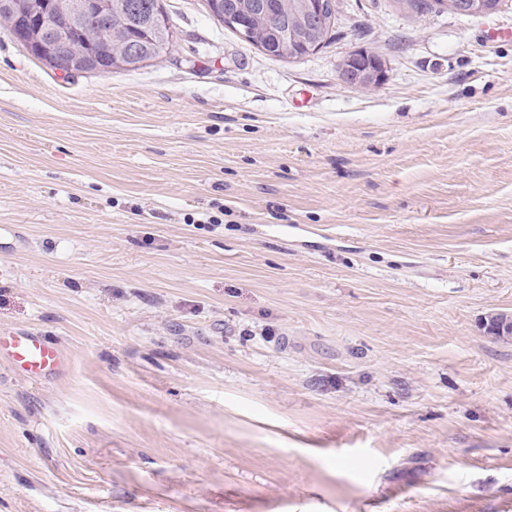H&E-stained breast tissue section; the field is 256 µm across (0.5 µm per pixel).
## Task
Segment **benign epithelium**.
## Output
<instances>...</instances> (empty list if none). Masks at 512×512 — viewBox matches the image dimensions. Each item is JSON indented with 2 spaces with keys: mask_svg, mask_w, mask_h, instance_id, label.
Masks as SVG:
<instances>
[{
  "mask_svg": "<svg viewBox=\"0 0 512 512\" xmlns=\"http://www.w3.org/2000/svg\"><path fill=\"white\" fill-rule=\"evenodd\" d=\"M113 0H0V24L10 28L15 34V41L29 55L47 59L56 58L57 53L69 47L67 29L50 24L26 26L21 18L41 19L47 9L61 13L70 26H78L84 19L93 15L99 19L101 26L86 33L83 50L72 56L68 73L102 72L95 67L96 54L111 58L112 70L122 66L123 34L118 27L112 26ZM210 11L224 25L236 27L245 39L250 37V30L232 6L223 0H208ZM453 11L467 15H486L497 8L495 0H452ZM386 74L383 61L364 52L349 59L342 66V82L350 86L370 88L380 85Z\"/></svg>",
  "mask_w": 512,
  "mask_h": 512,
  "instance_id": "1",
  "label": "benign epithelium"
}]
</instances>
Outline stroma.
Wrapping results in <instances>:
<instances>
[{"mask_svg":"<svg viewBox=\"0 0 512 512\" xmlns=\"http://www.w3.org/2000/svg\"><path fill=\"white\" fill-rule=\"evenodd\" d=\"M162 4L134 71L0 28V333L63 353L0 362V512H512V0L294 61ZM341 79L347 85L370 88L379 86L386 74V67L383 61L375 56L361 52L351 57L342 66ZM6 355L16 372L29 379H42L53 374L62 363V354L44 336L29 332L0 335V357Z\"/></svg>","mask_w":512,"mask_h":512,"instance_id":"obj_1","label":"stroma"}]
</instances>
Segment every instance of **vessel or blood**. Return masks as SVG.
Wrapping results in <instances>:
<instances>
[{"instance_id":"1","label":"vessel or blood","mask_w":512,"mask_h":512,"mask_svg":"<svg viewBox=\"0 0 512 512\" xmlns=\"http://www.w3.org/2000/svg\"><path fill=\"white\" fill-rule=\"evenodd\" d=\"M7 356L14 370L38 380L53 374L62 363V354L45 337L28 332L0 335V356Z\"/></svg>"}]
</instances>
